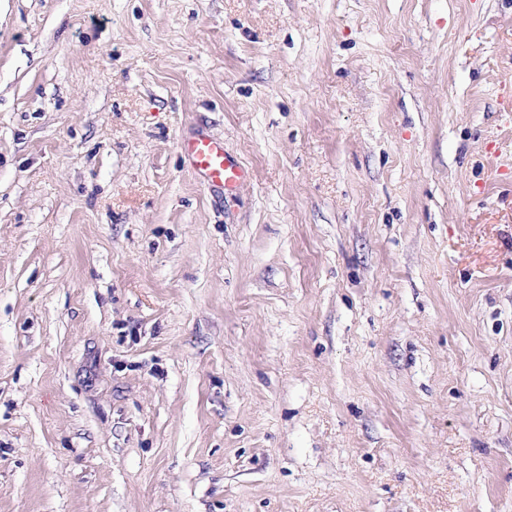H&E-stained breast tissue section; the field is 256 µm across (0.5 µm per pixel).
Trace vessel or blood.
Returning a JSON list of instances; mask_svg holds the SVG:
<instances>
[{"instance_id": "vessel-or-blood-1", "label": "vessel or blood", "mask_w": 512, "mask_h": 512, "mask_svg": "<svg viewBox=\"0 0 512 512\" xmlns=\"http://www.w3.org/2000/svg\"><path fill=\"white\" fill-rule=\"evenodd\" d=\"M181 148L193 171L208 185L229 188L247 178L246 172L225 152L223 145L209 136L199 134L183 140Z\"/></svg>"}]
</instances>
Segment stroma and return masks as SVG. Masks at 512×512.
<instances>
[{"label": "stroma", "instance_id": "stroma-1", "mask_svg": "<svg viewBox=\"0 0 512 512\" xmlns=\"http://www.w3.org/2000/svg\"><path fill=\"white\" fill-rule=\"evenodd\" d=\"M0 512H512V0H0ZM181 149L188 155L193 171L210 186L225 189L244 182L248 175L224 151V146L209 136L198 134L185 139Z\"/></svg>", "mask_w": 512, "mask_h": 512}]
</instances>
